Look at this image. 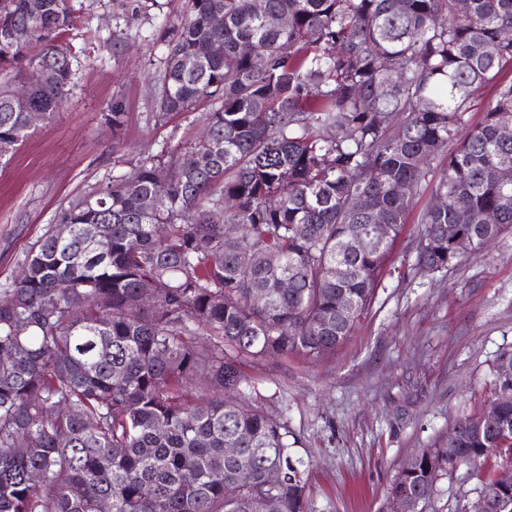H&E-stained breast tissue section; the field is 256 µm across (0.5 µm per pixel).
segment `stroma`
I'll return each instance as SVG.
<instances>
[{
    "mask_svg": "<svg viewBox=\"0 0 512 512\" xmlns=\"http://www.w3.org/2000/svg\"><path fill=\"white\" fill-rule=\"evenodd\" d=\"M74 87L63 110L0 164V282L61 206L133 171L147 154L193 139L210 109L156 119V83L186 0H71ZM121 130L106 119L113 104ZM445 165L431 162L374 297L350 340L319 360L294 355L247 363L262 410L297 436L314 512H389L403 465L476 416L495 388L496 359L512 350V229L483 256L441 271L416 263L421 211ZM500 458L441 476L416 512H465Z\"/></svg>",
    "mask_w": 512,
    "mask_h": 512,
    "instance_id": "stroma-1",
    "label": "stroma"
}]
</instances>
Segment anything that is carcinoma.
Masks as SVG:
<instances>
[{"label":"carcinoma","instance_id":"carcinoma-1","mask_svg":"<svg viewBox=\"0 0 512 512\" xmlns=\"http://www.w3.org/2000/svg\"><path fill=\"white\" fill-rule=\"evenodd\" d=\"M29 2L0 0V163L35 132L11 109L10 85L30 67L49 72L30 97L44 125L71 91L78 16L69 0H39L37 13ZM457 2L189 0L163 60L158 118L209 102L202 129L61 208L0 283V512H98L105 500L110 512H262L268 497L279 512H313L288 425L252 402L244 361L316 360L350 339L440 154L433 195L445 205L422 215L416 264L476 258L512 228V141L498 136L512 119V79L499 77L512 61V0H466L463 13ZM270 15L288 25L268 26ZM16 26L31 42L9 38ZM485 86L493 96L468 129ZM360 195L391 236L341 257L372 223L352 206ZM226 200L233 209L212 222ZM58 224L73 236L60 240ZM89 224L101 225L94 242ZM256 291L265 306L249 303ZM495 399V426L458 420L455 444L414 456L390 493L428 498L459 464L512 457V352L498 359ZM232 441L241 453L227 458ZM480 493L512 503L495 478Z\"/></svg>","mask_w":512,"mask_h":512}]
</instances>
